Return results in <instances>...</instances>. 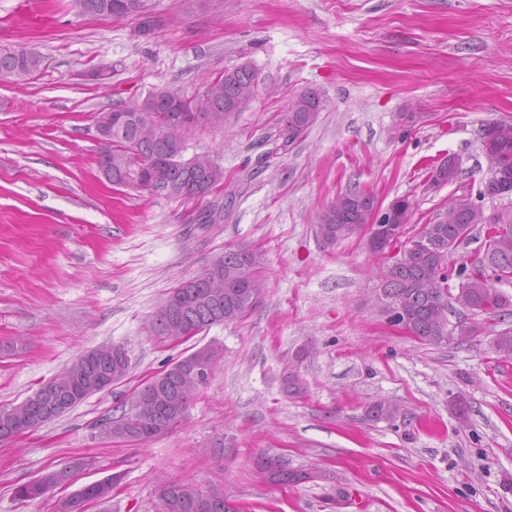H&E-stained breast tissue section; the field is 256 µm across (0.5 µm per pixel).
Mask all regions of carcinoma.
Returning a JSON list of instances; mask_svg holds the SVG:
<instances>
[{
  "instance_id": "carcinoma-1",
  "label": "carcinoma",
  "mask_w": 512,
  "mask_h": 512,
  "mask_svg": "<svg viewBox=\"0 0 512 512\" xmlns=\"http://www.w3.org/2000/svg\"><path fill=\"white\" fill-rule=\"evenodd\" d=\"M113 0H72V8L89 18H114ZM123 17L142 19L139 32L151 31L148 0H126ZM41 57L34 51L19 53L14 47H0V80L25 81L40 70ZM258 74L248 64L224 70L203 83L201 90L188 98L169 87H155L132 105L128 118L119 120L120 112L112 108L96 115V124L105 129L100 145L99 167L112 182L126 188L165 197L198 198L200 194L224 181V169L212 164L206 154L185 157L187 135L201 126L222 127L224 121L239 111L238 104L253 98ZM320 94L306 90L292 100L284 119L283 131L294 137L314 125L321 110ZM508 149L491 165V172L512 183V129L506 132ZM376 206L375 197L364 190L338 194L317 213L318 234L326 249L369 223ZM497 228L486 237L483 257L469 268L449 264L452 250L440 248L456 241L462 232L476 228ZM423 231L434 247L413 250L399 263L387 266L382 293L386 300L400 306L406 314L409 332L420 341L466 343L473 336L470 323L460 321L451 326L448 320V281L459 279L458 294L474 313L512 316V298L489 286L488 277L495 272L500 278L512 275V207L486 213L482 206L463 194L454 199V207L444 220L424 225ZM260 255L247 248L216 256L198 275L185 279L173 288L158 306L153 328L157 335H168L167 328L196 336L215 325L243 320L261 303L264 280ZM223 349L206 344L153 376L140 391L144 400L135 417L120 415L102 423L103 433L130 442H146L167 434L186 417L191 401L200 388L193 372L199 360L218 361ZM130 358L121 345H103L98 352L82 353L66 371L40 386L21 403L0 410V441L12 440L17 429L15 420L23 417L37 429L59 417L88 397L121 381L128 372ZM283 391L289 396L304 393L305 386L294 370L282 378ZM398 407L388 401L373 403L366 410L372 421L389 420ZM266 479L276 485H297L312 481V471L288 468L283 462L274 465L267 455L256 459ZM78 460L60 468H49L33 482L21 484L14 494L32 500L48 492L68 487L72 475L85 468ZM120 476L109 475L86 484L61 502L59 512H88L91 504L104 503ZM156 495L161 512H224V485L213 484L201 490L179 480L158 485Z\"/></svg>"
}]
</instances>
